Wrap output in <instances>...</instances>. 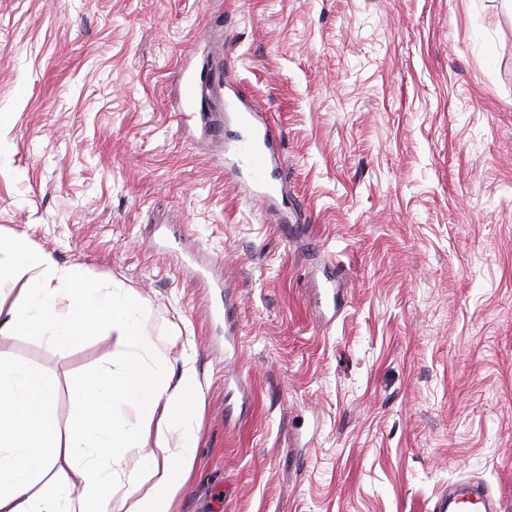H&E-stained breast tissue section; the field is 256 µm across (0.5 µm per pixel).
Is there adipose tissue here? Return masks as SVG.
<instances>
[{"label": "adipose tissue", "instance_id": "adipose-tissue-1", "mask_svg": "<svg viewBox=\"0 0 512 512\" xmlns=\"http://www.w3.org/2000/svg\"><path fill=\"white\" fill-rule=\"evenodd\" d=\"M151 313L120 282L0 233V512H176L204 392L192 362L172 371L146 329ZM24 332L57 350L89 333L116 341L111 365L77 383L67 431L48 374L7 346Z\"/></svg>", "mask_w": 512, "mask_h": 512}]
</instances>
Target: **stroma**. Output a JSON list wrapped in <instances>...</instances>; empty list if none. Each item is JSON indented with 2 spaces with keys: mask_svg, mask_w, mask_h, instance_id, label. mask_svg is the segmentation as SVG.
Listing matches in <instances>:
<instances>
[{
  "mask_svg": "<svg viewBox=\"0 0 512 512\" xmlns=\"http://www.w3.org/2000/svg\"><path fill=\"white\" fill-rule=\"evenodd\" d=\"M207 56L280 124L297 213L263 214L177 111L178 65ZM1 229L132 288L171 362L194 360L178 512H426L470 478L512 512L505 0H0ZM185 229L226 290L178 269ZM10 346L52 379L62 429L113 349Z\"/></svg>",
  "mask_w": 512,
  "mask_h": 512,
  "instance_id": "stroma-1",
  "label": "stroma"
}]
</instances>
